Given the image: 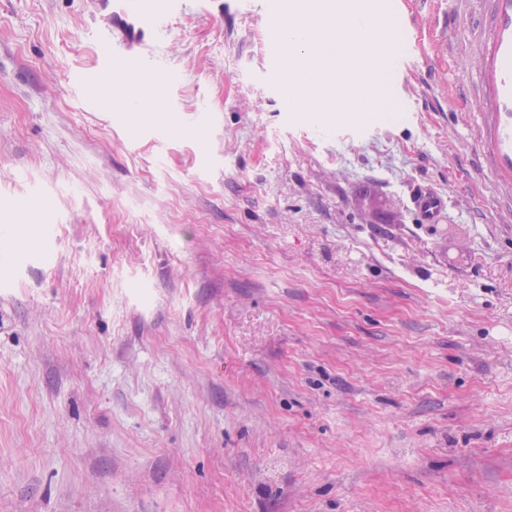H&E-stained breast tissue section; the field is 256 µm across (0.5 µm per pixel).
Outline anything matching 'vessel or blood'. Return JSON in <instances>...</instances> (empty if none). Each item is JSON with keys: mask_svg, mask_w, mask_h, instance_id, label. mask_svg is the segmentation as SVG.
Returning a JSON list of instances; mask_svg holds the SVG:
<instances>
[{"mask_svg": "<svg viewBox=\"0 0 512 512\" xmlns=\"http://www.w3.org/2000/svg\"><path fill=\"white\" fill-rule=\"evenodd\" d=\"M99 8L111 18L120 20L125 31L134 39L153 42L165 39L169 34L168 20L178 11L180 0H99ZM288 14V0H274L265 15L270 39L266 47L267 75L275 88H284L281 66L287 36L284 19ZM157 68L156 62L144 54L129 56L125 68L112 72L116 87L125 89L129 96H137L138 90L128 82L130 73H150ZM413 205L422 221L437 223L447 206L445 197L438 192L422 188L413 199Z\"/></svg>", "mask_w": 512, "mask_h": 512, "instance_id": "1", "label": "vessel or blood"}]
</instances>
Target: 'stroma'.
Masks as SVG:
<instances>
[{"instance_id": "1", "label": "stroma", "mask_w": 512, "mask_h": 512, "mask_svg": "<svg viewBox=\"0 0 512 512\" xmlns=\"http://www.w3.org/2000/svg\"><path fill=\"white\" fill-rule=\"evenodd\" d=\"M393 2L361 121L289 111L266 0H184L150 112L93 0H0V512H512L505 0ZM288 15V0H278L265 14V24L270 39L266 47L267 75L275 88L288 93V87L282 76V58L287 45V36L284 32V19ZM412 202L425 224H436L447 206L443 195L428 188L419 189L413 196Z\"/></svg>"}]
</instances>
